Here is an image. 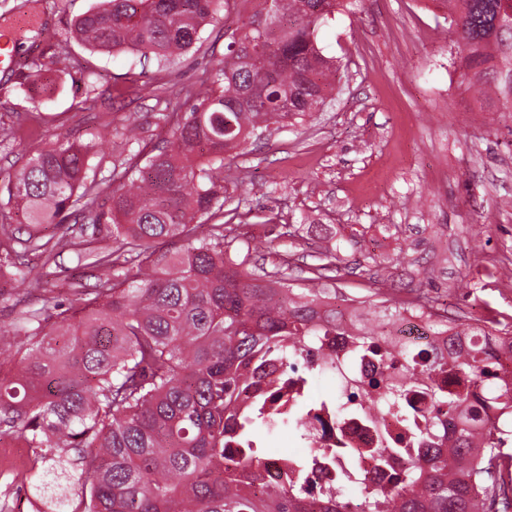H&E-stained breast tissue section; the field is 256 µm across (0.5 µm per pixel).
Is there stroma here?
Returning <instances> with one entry per match:
<instances>
[{
    "mask_svg": "<svg viewBox=\"0 0 512 512\" xmlns=\"http://www.w3.org/2000/svg\"><path fill=\"white\" fill-rule=\"evenodd\" d=\"M96 0H0V29L15 42L0 68V187L13 183L23 150L58 140L96 142L93 174L126 153L119 132L141 128V148L170 135L166 112L185 111L177 88L197 84L253 0H235L203 32L195 53L168 63L90 52L64 34ZM317 42L336 57L330 103L303 122L272 128L224 162V210L233 213L231 252L288 265L306 287L316 253L339 256L333 288L376 301L430 296L441 312L512 317V112L477 111L462 84L453 36L433 0H344ZM47 64L42 86L19 87L32 61ZM144 75L129 92L128 70ZM289 225L278 236L275 227ZM28 280H0V325L13 328L45 299L68 301L53 261L27 253Z\"/></svg>",
    "mask_w": 512,
    "mask_h": 512,
    "instance_id": "stroma-1",
    "label": "stroma"
}]
</instances>
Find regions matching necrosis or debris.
I'll return each instance as SVG.
<instances>
[{"mask_svg": "<svg viewBox=\"0 0 512 512\" xmlns=\"http://www.w3.org/2000/svg\"><path fill=\"white\" fill-rule=\"evenodd\" d=\"M390 339L397 346L414 350H434L442 347L446 339L431 333L426 321L413 312H404L389 328ZM325 349L335 355L340 368L339 386L341 397L347 408L339 422H330V407L321 404L318 409L319 422L313 423V435L309 445L313 448H332L336 451L335 467L315 475L319 485L335 486L342 468L353 467L356 475L371 486L388 487L393 476L400 472L406 459L394 457L389 468H379L373 452L385 441L402 444L408 440L412 430L423 426L424 416L431 410L429 398L417 395L413 402L419 417L406 422L395 411L377 408L371 398L375 391L369 387L371 378L387 373L386 364L377 359L352 353L350 339L346 336L326 338Z\"/></svg>", "mask_w": 512, "mask_h": 512, "instance_id": "4bbe7bcc", "label": "necrosis or debris"}]
</instances>
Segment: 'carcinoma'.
<instances>
[{
  "label": "carcinoma",
  "mask_w": 512,
  "mask_h": 512,
  "mask_svg": "<svg viewBox=\"0 0 512 512\" xmlns=\"http://www.w3.org/2000/svg\"><path fill=\"white\" fill-rule=\"evenodd\" d=\"M231 0H101L72 24L92 51L132 53L168 62L201 42ZM446 5L462 82L480 109L512 112V26L507 0H439ZM210 74L186 92L189 111L163 115L165 145L138 150L101 180L88 177L97 144L56 143L29 154L8 202L26 228L0 223V262L26 281L16 244L52 253L62 243L42 234L77 214L112 233L116 247L67 244L88 261L98 284L79 304L46 302L24 312L20 326L0 328V348L16 347L17 363H0V427L38 450L59 478L34 485L56 512H349L346 484L313 480L333 448H311L282 485L262 482L254 431L281 423L305 439L316 400L306 394L290 412L270 411L262 381L294 368L326 336L344 331L332 279L336 255L319 253L311 282L288 286L284 266L267 269L251 252L224 249L227 227L197 237L199 215H224V154L269 126L318 111L332 94L336 61L316 31L339 0H259ZM33 63L19 86L44 79ZM175 240L173 252L156 243ZM362 322L354 351L390 362L402 377L373 387L402 419L414 417L411 390L430 397L422 448L407 458L389 490L358 484L361 512H512V379L484 344L455 347L453 327L430 301L417 300L446 352L394 354L380 325L400 314L393 298L352 300ZM464 375L475 389L451 391L439 378ZM81 462L70 473L71 455Z\"/></svg>",
  "instance_id": "obj_1"
}]
</instances>
